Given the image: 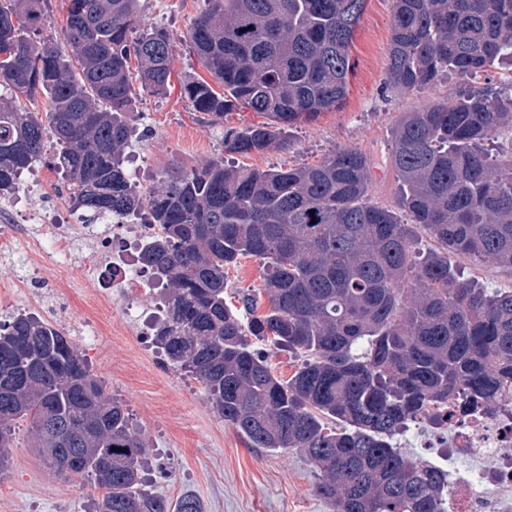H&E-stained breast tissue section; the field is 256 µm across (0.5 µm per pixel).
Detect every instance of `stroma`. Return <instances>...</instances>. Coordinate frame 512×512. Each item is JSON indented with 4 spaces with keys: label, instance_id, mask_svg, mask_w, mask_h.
<instances>
[{
    "label": "stroma",
    "instance_id": "stroma-1",
    "mask_svg": "<svg viewBox=\"0 0 512 512\" xmlns=\"http://www.w3.org/2000/svg\"><path fill=\"white\" fill-rule=\"evenodd\" d=\"M203 6V0H143L142 19L183 36ZM391 27L392 0H367L349 49L353 68L344 105L294 125L288 151L253 154L246 164L258 169L312 164L348 147L382 162L399 113L454 96L465 86L464 78L451 74L421 92L389 87ZM137 108L144 136L128 149V171L144 191L172 164L190 170L222 157L225 128L259 120L255 112L240 109L223 122L212 121L177 87L163 98L140 92ZM452 263L464 278L512 287V273L493 259L456 257ZM71 343L149 438L144 477L152 490L171 499L193 492L207 512H336L332 502L314 494L318 474L299 451L247 447L213 409L198 380L181 371L154 372L152 353L130 349L121 336L92 341L73 336ZM98 495L92 482L57 475L28 448L25 433H18L9 470L0 477V512H88Z\"/></svg>",
    "mask_w": 512,
    "mask_h": 512
}]
</instances>
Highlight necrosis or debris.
Instances as JSON below:
<instances>
[{"label": "necrosis or debris", "instance_id": "4bbe7bcc", "mask_svg": "<svg viewBox=\"0 0 512 512\" xmlns=\"http://www.w3.org/2000/svg\"><path fill=\"white\" fill-rule=\"evenodd\" d=\"M161 233L160 225L144 218L135 224L108 218L86 224L73 208L49 202L19 223L14 200L0 201V258L20 251L30 269L53 266L59 290L96 278L101 266L111 267V280L89 292L94 317L78 331L94 337L129 336L148 348L153 345L150 325L140 320L139 310L151 293L152 279L139 269L137 254ZM80 245L94 252L81 265L75 258ZM115 309L124 313V322L99 325L97 315ZM426 428L441 450V460L448 463V512H512L511 396L490 411L464 396H449L447 405L432 411Z\"/></svg>", "mask_w": 512, "mask_h": 512}]
</instances>
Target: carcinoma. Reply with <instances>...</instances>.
Returning a JSON list of instances; mask_svg holds the SVG:
<instances>
[{"label": "carcinoma", "mask_w": 512, "mask_h": 512, "mask_svg": "<svg viewBox=\"0 0 512 512\" xmlns=\"http://www.w3.org/2000/svg\"><path fill=\"white\" fill-rule=\"evenodd\" d=\"M68 2L59 42L34 39L44 0H0V196L46 158L84 217L147 213L162 227L139 256L165 310L155 343L248 447L302 452L336 512H447L445 473L393 440L456 391L490 410L512 388V288L451 263L512 270V155L484 146L512 128V98L470 88L402 113L386 161L395 210L371 202L374 162L356 148L279 169L214 160L141 193L126 170L134 83L167 95L178 45L224 86L181 81L196 111L264 118L224 130V154L282 150L299 119L345 99L366 0H205L184 38L140 26L141 0ZM389 60L388 83L407 91L512 66V0H393ZM35 93L43 118L20 101ZM417 228L436 247L420 249ZM246 256L264 282L231 306L224 269ZM252 336L304 360L284 379ZM23 422L28 447L103 490L95 512H206L191 492L172 504L146 489L148 443L127 408L63 332L19 313L0 323V475ZM452 264L465 279L478 280L489 288H511L512 273L500 267L493 259L473 260L454 257Z\"/></svg>", "instance_id": "cac0c4a2"}]
</instances>
